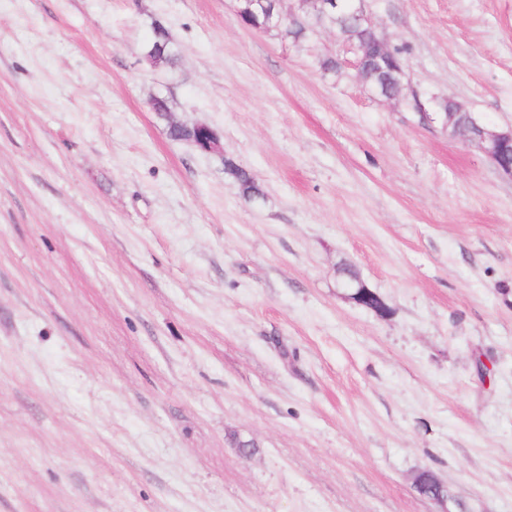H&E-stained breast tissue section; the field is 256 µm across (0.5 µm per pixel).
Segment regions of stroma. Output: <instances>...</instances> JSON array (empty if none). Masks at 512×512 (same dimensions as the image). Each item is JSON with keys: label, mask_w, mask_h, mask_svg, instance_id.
<instances>
[{"label": "stroma", "mask_w": 512, "mask_h": 512, "mask_svg": "<svg viewBox=\"0 0 512 512\" xmlns=\"http://www.w3.org/2000/svg\"><path fill=\"white\" fill-rule=\"evenodd\" d=\"M366 8L416 93L512 126V0ZM338 49L236 0H0V512H512V177ZM287 18L288 21L292 20L294 18V11L288 13V16L284 15L282 12L265 15V25L262 27L261 31L267 32L270 29L281 25L276 31L279 34H281L282 37L291 38L293 40H299L300 38L304 37L306 33L310 30L298 25H288V22H283ZM144 54L155 67L172 68L178 61L177 50L167 29L162 25L153 29L152 38L147 44ZM224 174L239 186L244 197L255 200L264 198L262 189L258 184H256L250 173L237 165L231 159L224 160ZM351 280L352 284L344 285V287L341 286V288L350 290L348 296L358 304L385 316L388 309L384 301L375 292L369 289L356 274L351 277ZM354 290H356V292H353ZM355 296L358 297V300Z\"/></svg>", "instance_id": "35a3bbf8"}]
</instances>
